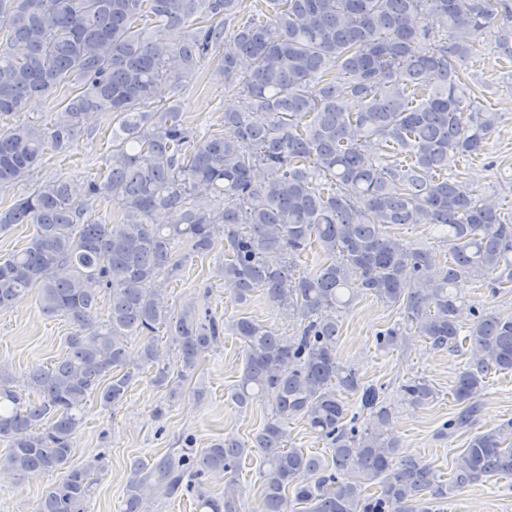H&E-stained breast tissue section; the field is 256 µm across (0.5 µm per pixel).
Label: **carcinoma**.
I'll use <instances>...</instances> for the list:
<instances>
[{
  "instance_id": "obj_1",
  "label": "carcinoma",
  "mask_w": 512,
  "mask_h": 512,
  "mask_svg": "<svg viewBox=\"0 0 512 512\" xmlns=\"http://www.w3.org/2000/svg\"><path fill=\"white\" fill-rule=\"evenodd\" d=\"M243 3L0 0V120L72 85L50 127L0 125V191L24 181L47 148L67 147L88 114L110 112L118 123L97 176L48 180L0 211V228L34 227L0 258V312L33 291L43 314L74 325L52 366L19 380L0 364V468L62 472L36 512H88L95 465L68 462L89 398L115 407L147 366L175 397L226 327L244 352L233 400L243 409L272 397L261 429L250 445L218 440L198 459L189 444L150 470L134 466L125 512H150L153 494L181 492L200 510L239 512L235 480L221 500L205 477L236 472L251 446L260 453L256 512H429L465 485L512 476V420L475 429L486 379L512 372V316L462 292L468 282L512 292V212L448 173L451 161L482 152L499 122L462 83V66L482 38L512 60V0H258L246 19ZM211 56L241 105L224 111L222 131L201 136L178 98ZM337 67L340 84L330 77ZM159 83L171 97L158 107ZM99 198L122 223L96 216ZM158 211L177 222L151 223ZM405 224L438 229L447 260L391 231ZM220 232L216 276L242 303L266 295L298 324L293 335L248 317L224 326L193 303L169 306L163 285L188 257L209 255ZM315 245L325 259L307 271L299 259ZM363 295L400 316L376 334L380 351L402 352L418 337L437 351L468 345L451 388L461 410L440 435L470 437L446 480L400 455L386 386L338 362L339 319ZM102 301L108 315L96 326ZM399 391L417 408L439 396L424 376ZM348 394L359 396L358 410ZM296 419L331 461L288 446Z\"/></svg>"
}]
</instances>
